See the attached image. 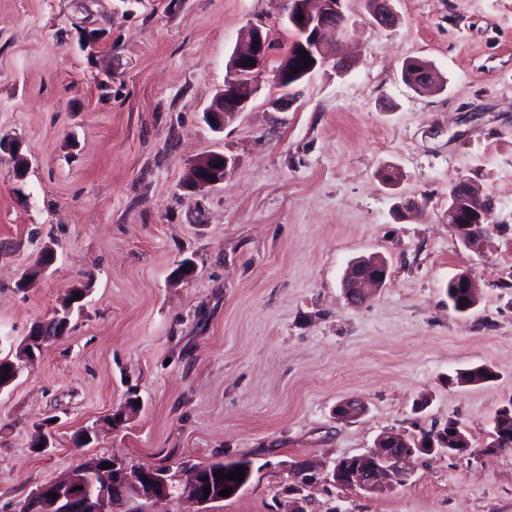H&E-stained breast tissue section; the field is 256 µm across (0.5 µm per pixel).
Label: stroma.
<instances>
[{"mask_svg":"<svg viewBox=\"0 0 512 512\" xmlns=\"http://www.w3.org/2000/svg\"><path fill=\"white\" fill-rule=\"evenodd\" d=\"M392 5L387 28L348 0L350 71H316L282 112L265 73L216 132L204 112L241 30L269 33L271 65L285 54L282 0H0V137L21 148L0 150V356L90 287L68 333L0 391V512L102 455L176 475L242 458L248 484L212 512H278L289 464L363 452L383 430L413 438L455 418L486 442L512 397V0ZM410 58L430 61L444 90L408 87ZM212 153L234 169L187 189ZM463 178L493 197L500 227L476 252L446 217ZM404 199L420 212L399 217ZM46 246L56 260L43 270ZM371 253L388 259L387 282L349 303L343 273ZM185 259L193 275L175 278ZM463 270L481 293L466 315L445 295ZM474 364L495 379L449 384ZM346 400L365 410L336 420ZM121 409L120 428L102 426ZM40 431L43 453L30 446ZM334 505L512 512V451L425 456L391 490L318 487L305 510Z\"/></svg>","mask_w":512,"mask_h":512,"instance_id":"1","label":"stroma"}]
</instances>
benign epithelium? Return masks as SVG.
Returning a JSON list of instances; mask_svg holds the SVG:
<instances>
[{"instance_id":"benign-epithelium-1","label":"benign epithelium","mask_w":512,"mask_h":512,"mask_svg":"<svg viewBox=\"0 0 512 512\" xmlns=\"http://www.w3.org/2000/svg\"><path fill=\"white\" fill-rule=\"evenodd\" d=\"M288 22L297 29L299 48L308 52L311 58L310 70L293 72L299 66L291 55H284L274 70L275 81L288 95L277 99V109L281 110L298 93V87L308 79L315 70L325 67L336 57V33L345 31L346 0H284ZM369 13L375 24L390 27L396 22V14L392 0H373ZM303 20H298V16ZM272 44L269 35L254 24L248 25L240 36V44L231 54L227 66L224 90L216 97L206 111V120L215 129L222 127L224 119L243 112L250 100L252 87L267 69ZM255 66H248L249 60ZM235 160L214 153L196 162L190 169L191 186L205 188L218 184L231 173ZM460 188L448 197V227L460 240L465 248L475 251L485 237L495 231L489 223L494 209V201L484 195L477 194L465 179L459 181ZM388 277V262L380 255L370 258L360 256L348 266L342 286L349 300L361 303L368 298L370 292L385 285ZM86 294V290L76 286L71 289L67 304L55 310L56 321L67 326L73 311L75 294ZM49 322L35 323L28 339L19 347L20 362L8 361L10 375L0 379V391L16 381L23 369L22 362L34 359L36 353L28 351L32 339L45 344L50 340L47 336ZM370 453L375 460L367 476L347 480L343 468L348 458L337 459L333 466L324 469L310 464L306 470V482L319 479L326 485H356L358 489L372 493L377 489H391L399 480L408 478L406 463L415 456L446 455L448 449L441 447L436 441H430L422 447L412 443L403 433L383 431L376 440ZM112 476L103 477L98 482L91 481V475L104 472L100 459L90 463L83 462L74 467L64 478L50 482L38 488L30 497L32 512H112V504L121 498L136 505H144L153 500L169 498L178 493L181 499L202 507L200 512H207L205 507L220 502L224 497L218 493L205 494L199 489L201 474L206 465L200 464L193 468L190 477L183 483L172 484L169 470L152 467L148 470L130 472L123 464L111 461Z\"/></svg>"}]
</instances>
